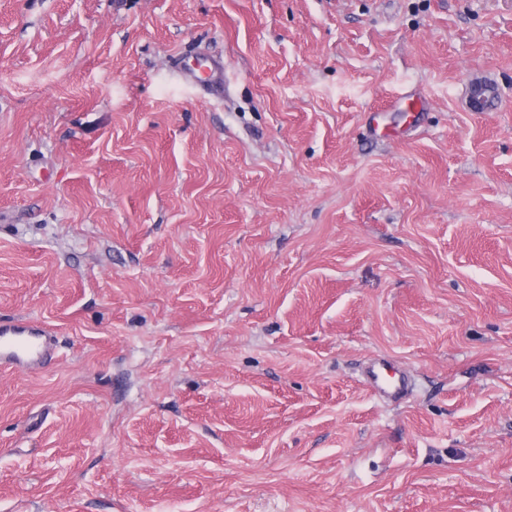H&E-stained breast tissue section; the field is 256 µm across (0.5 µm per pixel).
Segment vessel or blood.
<instances>
[{
    "mask_svg": "<svg viewBox=\"0 0 512 512\" xmlns=\"http://www.w3.org/2000/svg\"><path fill=\"white\" fill-rule=\"evenodd\" d=\"M182 73L188 81L215 88L222 82L224 63L217 58L200 59L183 65ZM55 336L52 328L25 318L0 321V367L38 370L52 358ZM365 378L375 394L389 399L402 398L409 389L408 375L381 361L368 365Z\"/></svg>",
    "mask_w": 512,
    "mask_h": 512,
    "instance_id": "1",
    "label": "vessel or blood"
}]
</instances>
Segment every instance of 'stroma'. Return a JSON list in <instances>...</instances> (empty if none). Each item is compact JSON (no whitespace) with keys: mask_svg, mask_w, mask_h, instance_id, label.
Wrapping results in <instances>:
<instances>
[{"mask_svg":"<svg viewBox=\"0 0 512 512\" xmlns=\"http://www.w3.org/2000/svg\"><path fill=\"white\" fill-rule=\"evenodd\" d=\"M18 317L0 512H512V0H0ZM182 73L188 81H197L209 88H215L221 86L224 76V63L221 59L214 57L200 59L196 60L194 64L183 65ZM56 332L25 318L0 321V367L38 370L55 352ZM365 378L375 394L388 399H400L409 389L408 375L381 361H375L368 365Z\"/></svg>","mask_w":512,"mask_h":512,"instance_id":"35a3bbf8","label":"stroma"}]
</instances>
